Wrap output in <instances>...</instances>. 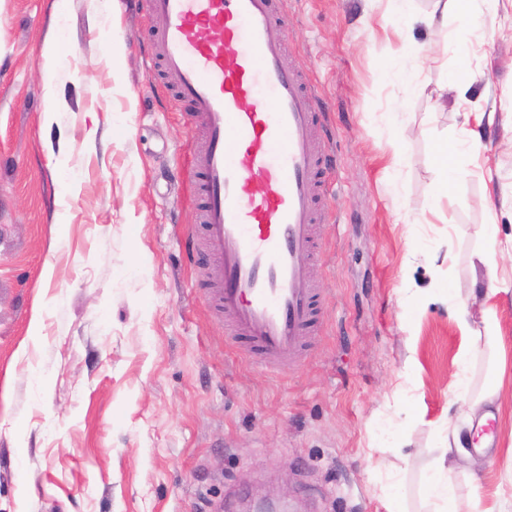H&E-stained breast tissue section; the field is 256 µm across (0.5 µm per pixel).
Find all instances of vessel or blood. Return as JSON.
I'll use <instances>...</instances> for the list:
<instances>
[{
	"label": "vessel or blood",
	"instance_id": "b4317fda",
	"mask_svg": "<svg viewBox=\"0 0 512 512\" xmlns=\"http://www.w3.org/2000/svg\"><path fill=\"white\" fill-rule=\"evenodd\" d=\"M150 36L175 101L206 145L195 156L212 301L229 336L262 366L303 358L319 325L311 276L319 190L330 171L317 96L288 58L277 0H147ZM261 190H254L255 179Z\"/></svg>",
	"mask_w": 512,
	"mask_h": 512
}]
</instances>
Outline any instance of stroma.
Returning a JSON list of instances; mask_svg holds the SVG:
<instances>
[{
  "label": "stroma",
  "mask_w": 512,
  "mask_h": 512,
  "mask_svg": "<svg viewBox=\"0 0 512 512\" xmlns=\"http://www.w3.org/2000/svg\"><path fill=\"white\" fill-rule=\"evenodd\" d=\"M109 7L111 56L97 0H0V512H386L392 481L400 512H429L441 439L490 387L492 450L448 478L457 512H512V291H472L481 252L512 280V0L488 33L452 13L404 36L400 0H280L332 168L320 330L288 370L254 364L210 304L202 130L149 58L145 0ZM399 56L415 84L387 75ZM445 83L464 106H440ZM459 300L494 312L493 340L463 335Z\"/></svg>",
  "instance_id": "obj_1"
}]
</instances>
